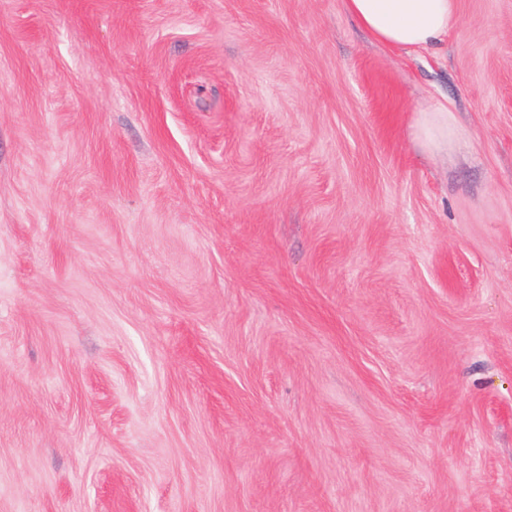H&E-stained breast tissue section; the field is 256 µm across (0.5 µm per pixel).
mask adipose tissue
<instances>
[{"mask_svg":"<svg viewBox=\"0 0 512 512\" xmlns=\"http://www.w3.org/2000/svg\"><path fill=\"white\" fill-rule=\"evenodd\" d=\"M347 12L382 45L425 49L447 37L459 17V0H345ZM446 105L423 109L418 125L421 147L437 156L448 151L456 127Z\"/></svg>","mask_w":512,"mask_h":512,"instance_id":"ef3b65f1","label":"adipose tissue"}]
</instances>
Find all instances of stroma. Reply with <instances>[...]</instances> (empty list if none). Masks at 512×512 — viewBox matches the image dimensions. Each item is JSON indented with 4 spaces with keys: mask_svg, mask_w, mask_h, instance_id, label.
<instances>
[{
    "mask_svg": "<svg viewBox=\"0 0 512 512\" xmlns=\"http://www.w3.org/2000/svg\"><path fill=\"white\" fill-rule=\"evenodd\" d=\"M0 512H512V0H0ZM347 12L382 45L425 49L456 25L459 0H344ZM418 140L421 147L433 156L448 155V138L454 136L456 127L448 117V105L433 104L421 109Z\"/></svg>",
    "mask_w": 512,
    "mask_h": 512,
    "instance_id": "35a3bbf8",
    "label": "stroma"
}]
</instances>
